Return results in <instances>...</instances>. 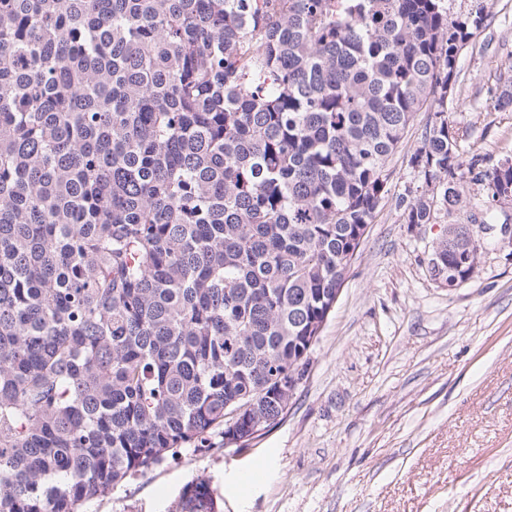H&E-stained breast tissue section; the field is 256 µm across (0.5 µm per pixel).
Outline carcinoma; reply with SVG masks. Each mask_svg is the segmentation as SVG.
I'll return each mask as SVG.
<instances>
[{"mask_svg":"<svg viewBox=\"0 0 512 512\" xmlns=\"http://www.w3.org/2000/svg\"><path fill=\"white\" fill-rule=\"evenodd\" d=\"M481 6L447 0H0V512H77L288 406L389 158L407 224L512 191L448 117ZM481 225L434 248L464 279ZM237 413L233 428L227 416ZM174 512H220L205 479Z\"/></svg>","mask_w":512,"mask_h":512,"instance_id":"obj_1","label":"carcinoma"}]
</instances>
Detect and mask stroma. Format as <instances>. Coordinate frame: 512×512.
Masks as SVG:
<instances>
[{
  "mask_svg": "<svg viewBox=\"0 0 512 512\" xmlns=\"http://www.w3.org/2000/svg\"><path fill=\"white\" fill-rule=\"evenodd\" d=\"M486 29L459 56L449 119L465 155L512 157V0H483ZM430 115L418 113L390 158L388 195L369 224L284 414L241 450L213 434L129 476L80 512H170L208 479L221 512H512V243L484 242L455 288L428 259L452 224L487 202L463 185L460 209L405 223L397 199L423 186L410 164Z\"/></svg>",
  "mask_w": 512,
  "mask_h": 512,
  "instance_id": "1",
  "label": "stroma"
}]
</instances>
